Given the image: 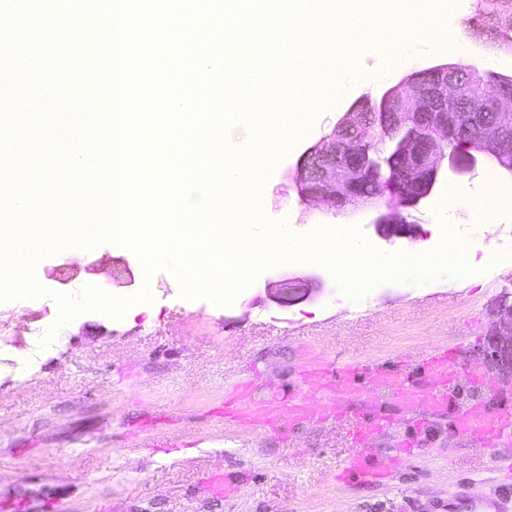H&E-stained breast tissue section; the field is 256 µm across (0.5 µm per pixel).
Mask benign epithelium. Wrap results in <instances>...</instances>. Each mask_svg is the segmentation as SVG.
Wrapping results in <instances>:
<instances>
[{"instance_id":"1","label":"benign epithelium","mask_w":512,"mask_h":512,"mask_svg":"<svg viewBox=\"0 0 512 512\" xmlns=\"http://www.w3.org/2000/svg\"><path fill=\"white\" fill-rule=\"evenodd\" d=\"M457 63H444L408 75L378 100L355 102L332 133L298 159L296 185L300 198L318 200L341 211L360 202L389 195L393 204L375 220L385 238H416L400 209L412 208L428 196L439 176V161L463 152L448 149L459 132L471 139L470 149L512 171V76L495 73L460 78ZM467 103L463 113L448 105ZM391 143L395 165L384 166L374 143ZM285 293L277 300L290 304L321 288L314 275L283 279ZM512 296L497 302L499 327L490 331L485 358L512 367Z\"/></svg>"}]
</instances>
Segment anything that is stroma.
I'll return each mask as SVG.
<instances>
[{
  "label": "stroma",
  "mask_w": 512,
  "mask_h": 512,
  "mask_svg": "<svg viewBox=\"0 0 512 512\" xmlns=\"http://www.w3.org/2000/svg\"><path fill=\"white\" fill-rule=\"evenodd\" d=\"M459 46L428 51L387 65L382 53L359 46L347 56L358 71L385 70L326 108L278 162L259 171V211L288 225L297 248L310 247L313 229L359 228L380 256L405 250L434 252L441 225L451 248L479 254L480 280L438 278L424 287L387 280L365 300L350 302L323 265L298 261L261 272L231 305L187 300L166 270L145 277L136 253L102 241L34 251L35 275L46 296L0 302V512H448V495L464 487L512 495V477L458 435L445 415L419 418L383 401L389 426L372 448L386 457L402 442L413 453L386 484L337 482L351 447L353 420L299 425L287 439L249 426L226 428L224 404L235 397L229 379L256 370L264 390L296 388L302 367L326 357L342 363L394 362L431 347L457 348L465 366L485 371L488 384L461 382L459 404L496 409L512 401V373L484 358L493 307L512 293V197L494 198V186L512 188V174L483 156L466 165L443 158L431 194L405 210L416 239H385L374 227L388 198L336 211L298 196L292 180L299 157L330 134L361 97L380 98L412 72L464 55L486 56L490 71L512 75V47H492L470 23ZM479 189L472 199L449 187ZM481 225L466 235L467 225ZM313 274L322 288L293 305L277 303L284 275ZM87 285L127 297L149 287L152 302L114 319L83 311L59 323L53 293L78 295ZM176 436V448H154L151 436ZM211 472L228 476L234 490L218 498L202 487Z\"/></svg>",
  "instance_id": "1"
}]
</instances>
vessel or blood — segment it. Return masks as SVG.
<instances>
[{
  "label": "vessel or blood",
  "mask_w": 512,
  "mask_h": 512,
  "mask_svg": "<svg viewBox=\"0 0 512 512\" xmlns=\"http://www.w3.org/2000/svg\"><path fill=\"white\" fill-rule=\"evenodd\" d=\"M300 377L301 390L287 396H257L252 381L243 382L244 397L224 410L226 425L248 424L277 435L288 422L303 425L355 417L352 448L336 478L378 484L387 482L402 460L398 454L382 459L370 450L373 437L388 426L374 412L386 396L423 416L450 415L458 434L484 447L512 444L511 403L493 411L458 403L459 381L480 383L484 375L475 367L461 368L453 349L420 352L398 360L393 367L356 361L338 366L325 359L306 366ZM448 500L459 504L463 512H512L498 499L478 493H452Z\"/></svg>",
  "instance_id": "1"
}]
</instances>
